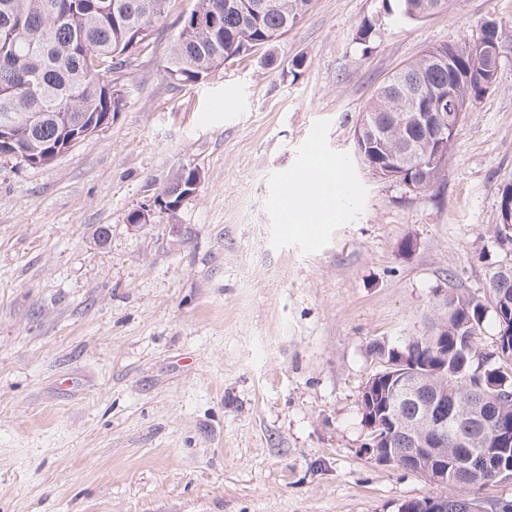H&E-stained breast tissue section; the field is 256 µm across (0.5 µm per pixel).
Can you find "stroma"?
<instances>
[{
    "label": "stroma",
    "mask_w": 512,
    "mask_h": 512,
    "mask_svg": "<svg viewBox=\"0 0 512 512\" xmlns=\"http://www.w3.org/2000/svg\"><path fill=\"white\" fill-rule=\"evenodd\" d=\"M191 5L171 0L120 73L107 127L47 165L0 155V512H399L459 495L367 454L359 400L374 340L420 335L438 289L486 297L505 261L512 39L429 190L374 177L354 128L428 47L490 18L512 35V0L420 21L313 0L274 45L175 82L162 68ZM312 128L345 158L351 201L310 243L279 185ZM184 168L195 194L130 226ZM512 198V183L504 186L501 195V214H502V223L498 224L495 230V240L499 247V250L508 255L512 254V220L511 223L507 222V215L505 210L503 209V201ZM506 246V247H505Z\"/></svg>",
    "instance_id": "obj_1"
}]
</instances>
